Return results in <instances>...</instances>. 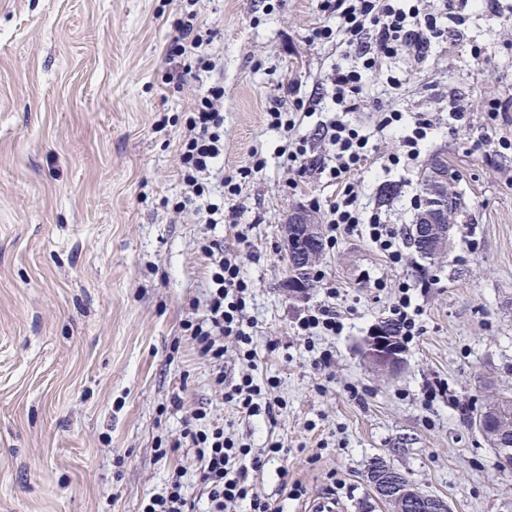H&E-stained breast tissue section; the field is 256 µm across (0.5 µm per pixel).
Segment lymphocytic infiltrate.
<instances>
[{
	"mask_svg": "<svg viewBox=\"0 0 512 512\" xmlns=\"http://www.w3.org/2000/svg\"><path fill=\"white\" fill-rule=\"evenodd\" d=\"M481 0H445L441 12L428 8L426 0H319L318 9L335 18V25L313 27L311 37L325 43L336 42L352 49L350 61L333 65L327 76L332 89L331 100L337 115L324 130L329 145V160L310 156L306 145H297L288 157L294 164L297 177L327 174L336 182L339 191L335 198L320 202L312 199L313 210L325 213L327 242L341 234L367 233L371 242L384 252L392 264H400L403 251L395 229L385 224L378 213H366L360 202L359 172L370 167L375 149L366 135L351 122L348 113L361 109L368 77L385 74L389 84L399 79L386 75L387 63L408 52L416 60L429 57L447 28L446 21L461 22L464 15L479 8ZM211 32L194 22L173 25L167 38L166 55L170 58L195 53L196 70L214 73L219 63L202 53L210 43ZM380 128L400 130L399 150L387 158L388 167L418 163L429 140L434 124L419 114L405 118L398 111L381 113ZM224 153V86L215 82L195 100L188 113L185 131L179 140L180 177L185 195L180 209L203 206L205 221L220 224L224 221V194L237 192V184L228 190L215 189L212 183L216 163ZM208 262V285L202 302H190V309L204 307L202 317H187L183 328L199 352L216 366L214 384L222 389L226 401L235 403L242 412L252 415L259 408L262 390L252 375H243L239 382L225 386L219 366L224 358V342L232 340L245 348L246 360H253L249 348L251 338L243 327L242 295L246 282L236 255L225 252L223 245L205 240L200 247ZM182 436L196 450L199 463V482L207 500L206 512H233L240 502H248L250 512H280L278 506L254 495L247 480L248 467H261L260 458L244 466V448L225 436L223 427L208 422L206 413L194 414ZM141 512H195V501L189 495L182 473H174L162 492L149 497Z\"/></svg>",
	"mask_w": 512,
	"mask_h": 512,
	"instance_id": "f902f5d3",
	"label": "lymphocytic infiltrate"
}]
</instances>
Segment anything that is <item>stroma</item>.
Returning <instances> with one entry per match:
<instances>
[{
    "instance_id": "obj_1",
    "label": "stroma",
    "mask_w": 512,
    "mask_h": 512,
    "mask_svg": "<svg viewBox=\"0 0 512 512\" xmlns=\"http://www.w3.org/2000/svg\"><path fill=\"white\" fill-rule=\"evenodd\" d=\"M472 14L422 62L392 68L402 83L366 82L350 122L384 158L397 136L378 113L429 114L427 151L448 157L467 211L445 257L426 265L406 248L392 265L367 237L326 245L307 299L286 288L282 226L336 187L312 175L293 184L289 141L322 153L330 112H299L325 96L341 52L310 42L316 0H199L213 31L207 53L224 83V174L262 171L225 196L224 222L174 212L183 186L178 142L202 82L194 59L169 61L180 0H0V512H139L183 471L199 492L189 447H174L199 411L262 458L255 494L283 512L332 492L348 512H388L367 469L391 464L450 512H512V470L468 415L512 397V148L479 153L474 140L512 141V112L485 127L486 98L512 89V0ZM469 117L448 123V102ZM291 131L270 126V103ZM421 166L364 175L369 210L398 235L415 221ZM237 254L248 283L243 314L253 364L224 343V383L252 373L266 408L226 402L215 368L182 322L207 283L200 240ZM409 285L419 332L407 337L396 378L371 369L362 343ZM334 302L344 327L298 333L299 318ZM281 451L270 454L271 444ZM300 483L288 496L284 484Z\"/></svg>"
}]
</instances>
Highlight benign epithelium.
<instances>
[{
    "label": "benign epithelium",
    "instance_id": "benign-epithelium-1",
    "mask_svg": "<svg viewBox=\"0 0 512 512\" xmlns=\"http://www.w3.org/2000/svg\"><path fill=\"white\" fill-rule=\"evenodd\" d=\"M426 201L419 213L414 233L418 243L436 257L447 251L448 242L454 235L455 225L446 221L448 213V159L446 155L429 164L425 174ZM283 229L287 250L297 247L298 235L311 237L316 234V225L302 211L294 212ZM362 357L375 371L396 377L407 365L405 347L398 338L387 332L383 323L375 325L366 336ZM376 492L384 498L397 500L404 509L412 512H448V502L438 496L423 492L410 480L400 481L378 469L369 473Z\"/></svg>",
    "mask_w": 512,
    "mask_h": 512
}]
</instances>
